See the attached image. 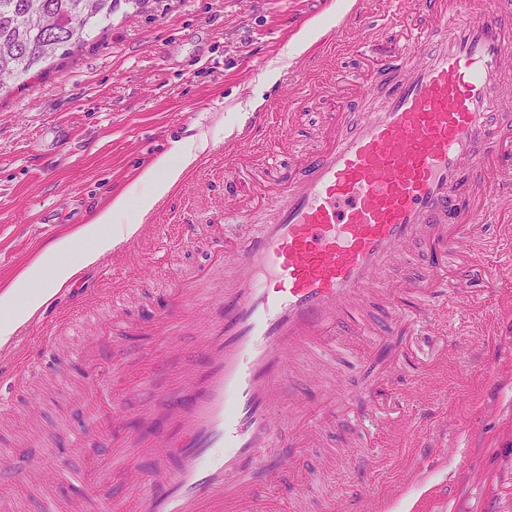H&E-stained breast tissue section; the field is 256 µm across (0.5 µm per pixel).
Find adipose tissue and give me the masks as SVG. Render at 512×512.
<instances>
[{
	"label": "adipose tissue",
	"instance_id": "adipose-tissue-1",
	"mask_svg": "<svg viewBox=\"0 0 512 512\" xmlns=\"http://www.w3.org/2000/svg\"><path fill=\"white\" fill-rule=\"evenodd\" d=\"M196 146L184 140L144 167L135 189L119 192L71 236L51 245L17 281L15 290L0 295V339L12 335L16 325L37 309L51 290L61 286L79 266L110 251L136 227L130 214L145 216L181 180L195 157Z\"/></svg>",
	"mask_w": 512,
	"mask_h": 512
}]
</instances>
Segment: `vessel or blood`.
I'll return each instance as SVG.
<instances>
[{
  "mask_svg": "<svg viewBox=\"0 0 512 512\" xmlns=\"http://www.w3.org/2000/svg\"><path fill=\"white\" fill-rule=\"evenodd\" d=\"M392 27L394 45L379 49L386 92L366 86L350 95L346 77H337L324 144L304 157L298 176L261 184L262 173L279 165L274 140L247 166L225 158V234L213 238L209 262L172 290L168 312L149 324L165 346L193 329L199 366L177 374L176 396L163 411L141 409L142 433L114 434L84 467L58 470L59 483L105 487L119 472L137 512H271L274 490L305 474L296 448L351 416L336 375L337 353L351 349L342 318L361 320L372 301L393 300L396 289L383 280L391 267L411 263L416 244L442 258L410 287L412 302L396 310L393 335H418L458 294L494 286L492 267L457 243L483 237L489 224L512 226V104L503 95L512 82V0H419L417 9H400ZM326 41L361 49L372 39L344 19ZM298 105L275 96L266 111L248 113L232 145H248ZM246 179L259 182L254 204L269 219L254 222L234 206ZM189 306L219 310L220 318L186 321ZM100 327L116 346L112 375L102 376L96 349L77 352L93 394L83 428L40 449H7L0 472L9 481L27 479L56 448L87 447L91 431L120 417L121 344L140 325L116 314ZM54 338L43 336L39 358L10 372L12 385L48 367ZM421 365L402 348L367 380L365 433L392 423L391 387ZM309 388L325 393L324 405L306 420L282 419L284 406L299 407ZM146 448L175 458V466L141 470L136 461ZM381 509L359 485L324 501V512Z\"/></svg>",
  "mask_w": 512,
  "mask_h": 512,
  "instance_id": "b4317fda",
  "label": "vessel or blood"
}]
</instances>
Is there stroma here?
<instances>
[{"instance_id":"obj_1","label":"stroma","mask_w":512,"mask_h":512,"mask_svg":"<svg viewBox=\"0 0 512 512\" xmlns=\"http://www.w3.org/2000/svg\"><path fill=\"white\" fill-rule=\"evenodd\" d=\"M352 0H143L118 11L108 30L92 34L83 48L53 59L36 78L0 97V294L27 272L56 239L73 234L111 197L133 186L143 167L169 152L175 141L206 134L209 150L184 179L137 226L134 253L114 248L85 266L83 302L100 307L124 293L125 311L148 315L163 309L167 295L195 266L204 264L209 241L224 214V142L228 123L247 109L256 89L265 99L280 91L303 94L287 125L271 131L280 141L284 168L298 171L302 151L318 148L327 114L336 107L321 96L319 82L344 71L383 91L375 67L358 51L314 42L307 84L264 86L270 70L288 71L293 40ZM196 227L186 240L182 225ZM74 300L57 293L51 314L36 312L19 329L23 340L0 354V369L34 356L53 317L73 316ZM435 362L416 376H400L403 414L417 421L420 409L434 411L436 426L412 437L387 430L380 448L363 445L356 421L308 446L301 462L316 472L321 457L334 452L336 471L327 484L291 483L278 493L279 512H323V496L343 494L359 479L360 460L370 462L368 494L409 512L410 499L396 490L410 475L425 472L441 493L433 512H512V267H502L491 292L468 295L439 323ZM92 345L111 354L112 340L97 331L60 335L55 373L72 378L71 388L54 391L30 382L14 391L12 410L0 412V440L38 446L48 437L83 425L87 400L84 372L72 349ZM131 370H145L150 390L122 396L123 419L135 431L143 407L162 409L173 378L194 366L196 338L184 332L164 354L154 339L125 344ZM374 345L340 356L336 369L358 389L373 371ZM452 447L443 456L444 447ZM53 478L25 487L0 486L11 512H42Z\"/></svg>"}]
</instances>
